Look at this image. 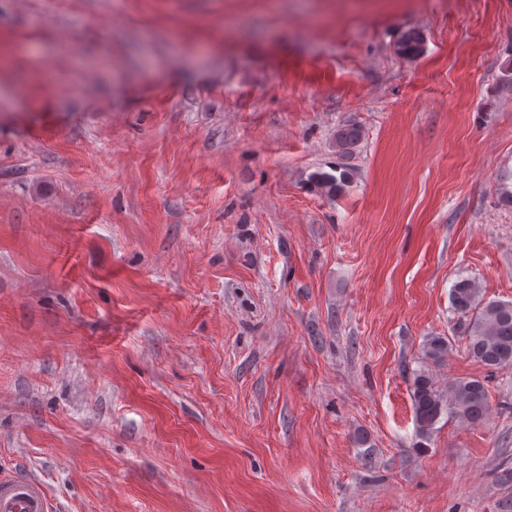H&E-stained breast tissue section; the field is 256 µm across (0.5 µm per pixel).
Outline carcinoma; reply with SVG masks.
<instances>
[{
	"mask_svg": "<svg viewBox=\"0 0 512 512\" xmlns=\"http://www.w3.org/2000/svg\"><path fill=\"white\" fill-rule=\"evenodd\" d=\"M425 49L423 33L415 28L405 30L398 41V51L406 58L420 56ZM363 139L362 128L343 123L336 128L333 147L343 158L354 154ZM311 181L329 194H336L350 181V170L339 175L316 172ZM450 302L460 318L459 328L467 340L469 355L490 369H512V301L485 300L477 283L461 277L450 288ZM451 341L447 336H430L418 368L411 371L410 399L415 432L426 440L443 416L464 426L483 423L489 414L488 391L477 378H461L441 387L429 363H443Z\"/></svg>",
	"mask_w": 512,
	"mask_h": 512,
	"instance_id": "obj_1",
	"label": "carcinoma"
}]
</instances>
